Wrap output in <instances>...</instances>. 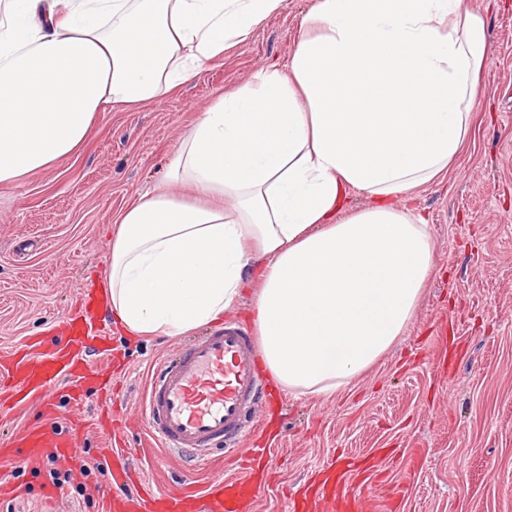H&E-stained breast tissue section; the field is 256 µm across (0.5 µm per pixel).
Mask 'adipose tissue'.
Returning <instances> with one entry per match:
<instances>
[{"label": "adipose tissue", "instance_id": "ef3b65f1", "mask_svg": "<svg viewBox=\"0 0 512 512\" xmlns=\"http://www.w3.org/2000/svg\"><path fill=\"white\" fill-rule=\"evenodd\" d=\"M284 0H0V185L49 168L98 113L168 97ZM487 58L463 0H315L287 69L201 112L115 219L108 286L128 332L219 320L252 276L279 386L332 394L402 336L432 269L397 198L447 172ZM195 189L198 201L174 193ZM368 206L347 213L350 190Z\"/></svg>", "mask_w": 512, "mask_h": 512}]
</instances>
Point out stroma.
<instances>
[{
	"label": "stroma",
	"instance_id": "stroma-1",
	"mask_svg": "<svg viewBox=\"0 0 512 512\" xmlns=\"http://www.w3.org/2000/svg\"><path fill=\"white\" fill-rule=\"evenodd\" d=\"M312 5L285 0L175 94L99 113L71 155L0 186V355L59 333L105 276L116 213L163 178L198 112L287 65ZM466 5L483 16L489 47L471 131L447 174L405 201L428 224L432 274L404 336L349 385L328 396L273 387L277 450L253 512H290L291 493L332 461L372 456L371 512H512V0ZM108 334L110 398L146 480L170 492L236 472L226 460L186 471L137 419L149 366L193 333L133 336L115 322ZM50 469L0 467V482L25 489L0 499V512H97L109 476L72 477L49 502Z\"/></svg>",
	"mask_w": 512,
	"mask_h": 512
}]
</instances>
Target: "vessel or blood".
<instances>
[{"label":"vessel or blood","mask_w":512,"mask_h":512,"mask_svg":"<svg viewBox=\"0 0 512 512\" xmlns=\"http://www.w3.org/2000/svg\"><path fill=\"white\" fill-rule=\"evenodd\" d=\"M99 295L98 289H87L83 314L67 319L56 341L31 338L21 356L0 359V419L15 416L25 401L34 403L43 417L42 422L22 425L0 441V465L21 459L41 461L52 455L76 461L89 432L116 430V422L99 403L94 406L93 419L81 417L64 428L53 424L60 388L83 390L97 372L93 333L111 321ZM265 387L257 340L240 323L215 326L174 358L152 367L141 414L154 439L162 447L190 453L201 461L222 445L239 446L244 473H219L203 487L178 495L160 492L137 477L129 450L117 441L104 450L111 465L112 487L100 498V512H186L192 506L198 512H251L259 490L252 468L255 460H270L272 449L244 447L249 434L244 422L248 412L262 407ZM340 493L348 497L349 512H366L369 494L365 484L350 487L343 476L334 493L320 492L322 512H335Z\"/></svg>","instance_id":"1"}]
</instances>
